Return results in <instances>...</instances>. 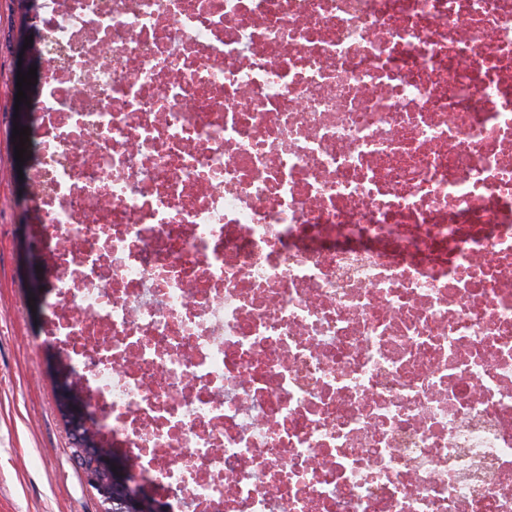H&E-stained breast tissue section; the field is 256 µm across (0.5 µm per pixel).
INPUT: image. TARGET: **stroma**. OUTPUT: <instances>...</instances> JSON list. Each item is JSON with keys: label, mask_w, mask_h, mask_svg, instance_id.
I'll list each match as a JSON object with an SVG mask.
<instances>
[{"label": "stroma", "mask_w": 512, "mask_h": 512, "mask_svg": "<svg viewBox=\"0 0 512 512\" xmlns=\"http://www.w3.org/2000/svg\"><path fill=\"white\" fill-rule=\"evenodd\" d=\"M17 0H0V512H104L71 454L47 372L51 297L33 305L40 213L22 188L13 139L15 49L34 32Z\"/></svg>", "instance_id": "35a3bbf8"}]
</instances>
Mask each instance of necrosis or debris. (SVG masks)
<instances>
[{
  "label": "necrosis or debris",
  "instance_id": "1",
  "mask_svg": "<svg viewBox=\"0 0 512 512\" xmlns=\"http://www.w3.org/2000/svg\"><path fill=\"white\" fill-rule=\"evenodd\" d=\"M48 334L170 512H512V0H35Z\"/></svg>",
  "mask_w": 512,
  "mask_h": 512
}]
</instances>
